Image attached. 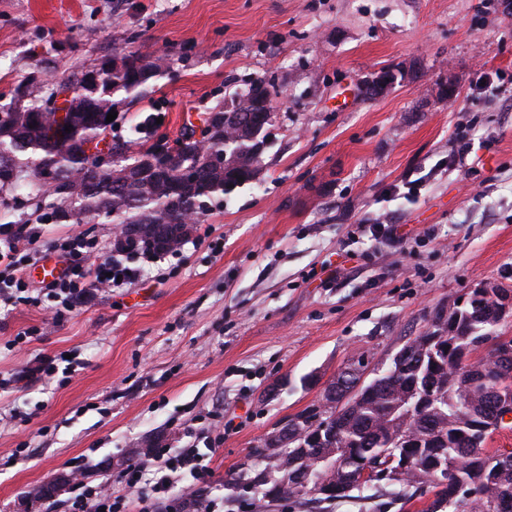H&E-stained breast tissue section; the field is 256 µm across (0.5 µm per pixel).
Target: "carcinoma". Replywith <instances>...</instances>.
Instances as JSON below:
<instances>
[{
    "label": "carcinoma",
    "instance_id": "carcinoma-1",
    "mask_svg": "<svg viewBox=\"0 0 512 512\" xmlns=\"http://www.w3.org/2000/svg\"><path fill=\"white\" fill-rule=\"evenodd\" d=\"M139 65L124 73L102 72L99 85L88 90L82 79L63 81L71 91L68 112L71 141L50 143L44 129L53 113L39 105L40 87H27L29 103L17 110L0 105V195L20 188L17 169L28 168V180L43 193L69 203L42 213L45 221L81 223L105 218L124 225L125 235L163 245L178 242L186 214L198 218L208 202L255 178L260 162L254 152L264 142L273 109L270 86L257 80L236 98L238 111L227 126L186 134L189 150L179 164L189 167L200 160V149L223 152L229 165L216 169L194 186L184 184L173 169L144 164L154 154L130 152L112 145L116 163L100 168L82 146L99 132L98 118L113 109L118 92L138 95L161 72L150 56L130 54ZM200 139H195V134ZM493 309L490 301L470 296L448 317L450 337L443 341L448 355L431 358L419 337L408 340L406 369L376 378L360 397L339 405L322 399L307 413L294 417L298 433L286 448L268 444L256 451L255 475L238 483L245 492L260 493L270 501L295 499L324 502L358 489L398 486L417 494L432 488L433 499L423 512H512V464L495 458L512 449H489L488 441L500 423L490 417L495 393H512V357L502 358L493 346L483 360H472L477 343L487 340ZM435 386L436 404L419 410L407 401L425 380ZM333 455L341 462L325 472L315 493L304 490L300 478L317 468V457ZM410 466L400 470L403 460ZM447 483H442V479Z\"/></svg>",
    "mask_w": 512,
    "mask_h": 512
}]
</instances>
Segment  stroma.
<instances>
[{"label": "stroma", "instance_id": "stroma-1", "mask_svg": "<svg viewBox=\"0 0 512 512\" xmlns=\"http://www.w3.org/2000/svg\"><path fill=\"white\" fill-rule=\"evenodd\" d=\"M132 52L161 73L117 97L113 140L175 149L185 113L261 79L275 96L259 174L215 200L178 255L60 322L0 303V512H68L62 495L27 493L67 479L75 457L121 494L145 448L204 446L221 422L233 430L197 512H420L366 489L271 502L231 480L346 367L373 379L438 311L512 284V0H0L1 103ZM386 69L393 86L366 97ZM35 195L11 204L40 249L81 229L109 253L112 221L38 223ZM381 222L403 240L372 237ZM60 353L72 373L30 377Z\"/></svg>", "mask_w": 512, "mask_h": 512}]
</instances>
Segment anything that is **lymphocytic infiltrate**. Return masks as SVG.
I'll list each match as a JSON object with an SVG mask.
<instances>
[{
	"instance_id": "lymphocytic-infiltrate-1",
	"label": "lymphocytic infiltrate",
	"mask_w": 512,
	"mask_h": 512,
	"mask_svg": "<svg viewBox=\"0 0 512 512\" xmlns=\"http://www.w3.org/2000/svg\"><path fill=\"white\" fill-rule=\"evenodd\" d=\"M66 260L64 272L55 280L33 286L23 271L35 265L42 257L26 225H0V302H11L18 294L33 292V304L49 300L54 320H62L71 312L78 300L96 288H114L133 284L139 277L138 268L125 265L123 260L106 257L94 260L95 242L78 232L68 236L58 246ZM207 455L199 448H184L170 452L166 448L148 449L126 469L123 478L126 494L113 495L109 483L89 485L78 461H71L73 479L67 499L69 512H126L128 505L137 503V492L146 475H153L152 494L155 512L166 508L173 489L174 473L189 474L196 486H205L210 477Z\"/></svg>"
}]
</instances>
